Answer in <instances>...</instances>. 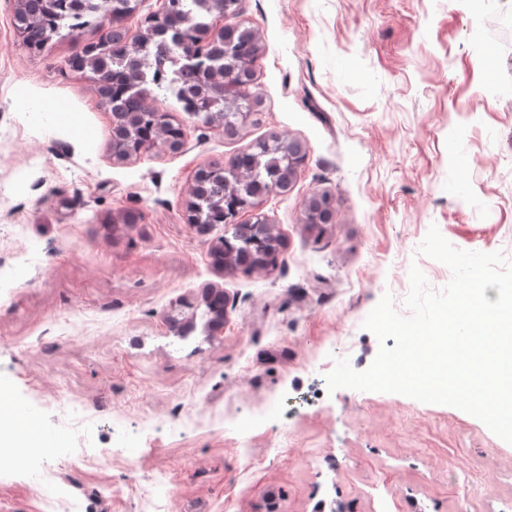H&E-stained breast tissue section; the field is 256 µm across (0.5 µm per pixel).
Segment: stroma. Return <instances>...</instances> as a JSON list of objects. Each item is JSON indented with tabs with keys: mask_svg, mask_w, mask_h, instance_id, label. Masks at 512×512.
I'll use <instances>...</instances> for the list:
<instances>
[{
	"mask_svg": "<svg viewBox=\"0 0 512 512\" xmlns=\"http://www.w3.org/2000/svg\"><path fill=\"white\" fill-rule=\"evenodd\" d=\"M15 10L0 0V409H39L33 432L60 445L0 473V512H47L49 485L74 512H139L121 457L99 454L117 440L164 483L162 512H512V444L462 410L341 388L291 421L287 459L275 414L335 359L372 364L363 322L386 283L407 295L414 265L450 281L418 251L430 226L512 260V0H240L213 26L261 37L256 120L229 137L161 98L184 145L126 160L90 73L68 66L94 33L33 54ZM45 102L63 114L50 133ZM272 132L305 152L259 207L284 248L248 276L217 270L224 225L186 222L195 176ZM324 193L332 223H306ZM209 286L226 299L218 333Z\"/></svg>",
	"mask_w": 512,
	"mask_h": 512,
	"instance_id": "stroma-1",
	"label": "stroma"
}]
</instances>
